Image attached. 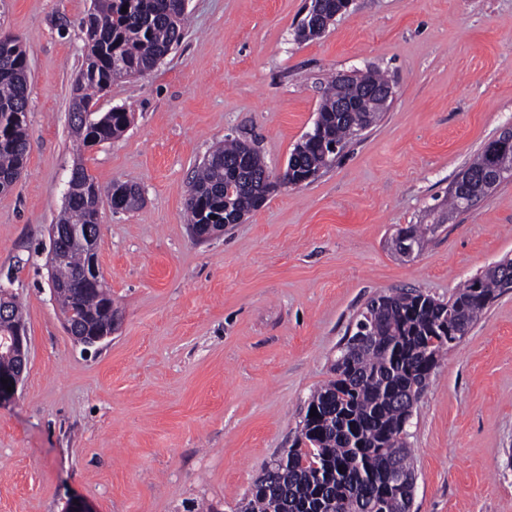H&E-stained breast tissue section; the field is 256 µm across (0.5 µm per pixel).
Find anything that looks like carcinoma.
Listing matches in <instances>:
<instances>
[{"instance_id":"cac0c4a2","label":"carcinoma","mask_w":512,"mask_h":512,"mask_svg":"<svg viewBox=\"0 0 512 512\" xmlns=\"http://www.w3.org/2000/svg\"><path fill=\"white\" fill-rule=\"evenodd\" d=\"M127 11H122V7ZM183 0H94L82 21L88 53L86 66L72 87L74 135L85 145L108 141L123 132L126 110L91 111L95 93L112 82L154 69L183 36ZM29 64L19 37H0V191L11 188L24 170L28 154ZM349 89L331 80L318 107V133L302 139L290 154L288 180H302L329 166L322 144L342 146L365 127L375 125L382 110L364 102L356 112H338L336 103ZM486 153L465 168L469 182L461 193L478 196ZM235 188L224 200V185ZM275 190L260 152L242 141L226 139L199 165L185 197L188 222L224 223V208L238 213L256 210ZM136 185L115 182L101 190L80 168L71 175L68 204L56 223L66 232L61 260L53 271L60 309H71L80 326L95 332L109 324V290L90 289L85 272L94 245L84 231L99 225L100 209L117 198L134 202ZM504 271L497 265L473 277L480 287L464 283L446 302L416 291L380 295L367 301L358 320L369 319V344L333 363L336 378L310 397L300 433L285 456L254 482L241 512H302L319 502L317 512H408L413 501L408 483L416 480L405 426L412 404L403 397L418 388L419 365L439 364L442 356L466 336L505 292ZM10 318L0 322V337L26 326L17 296L6 299Z\"/></svg>"}]
</instances>
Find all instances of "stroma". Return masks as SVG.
<instances>
[{
  "label": "stroma",
  "mask_w": 512,
  "mask_h": 512,
  "mask_svg": "<svg viewBox=\"0 0 512 512\" xmlns=\"http://www.w3.org/2000/svg\"><path fill=\"white\" fill-rule=\"evenodd\" d=\"M308 0H189L184 37L113 83L117 138L78 147L71 89L92 0H0L29 62L26 167L0 192V283L24 310L30 365L0 406V512H239L298 436L311 393L367 301L405 289L448 301L512 258V179L448 212V188L512 125V0H353L320 37ZM376 68L395 95L311 182L282 187L220 237L195 240L185 192L232 137L279 172L312 128L327 77ZM103 188L97 263L119 321L86 350L65 330L46 266L74 163ZM437 224L399 256L400 228ZM411 512H512V290L441 360L406 427Z\"/></svg>",
  "instance_id": "1"
}]
</instances>
